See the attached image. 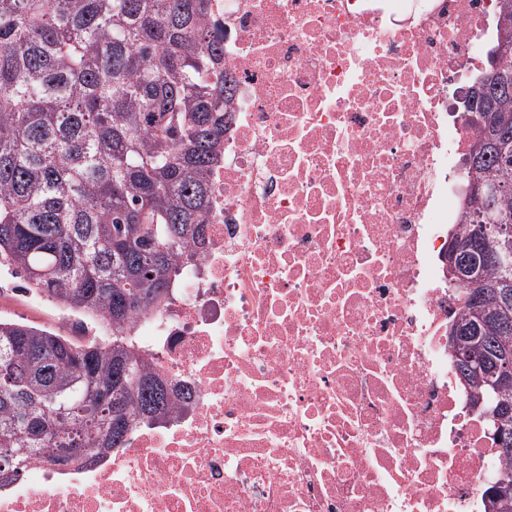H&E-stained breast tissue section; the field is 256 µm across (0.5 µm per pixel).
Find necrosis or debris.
I'll return each instance as SVG.
<instances>
[{
  "instance_id": "1",
  "label": "necrosis or debris",
  "mask_w": 512,
  "mask_h": 512,
  "mask_svg": "<svg viewBox=\"0 0 512 512\" xmlns=\"http://www.w3.org/2000/svg\"><path fill=\"white\" fill-rule=\"evenodd\" d=\"M498 0H208L232 91L205 244L136 345L172 413L0 512H488L504 461L448 326L456 96Z\"/></svg>"
}]
</instances>
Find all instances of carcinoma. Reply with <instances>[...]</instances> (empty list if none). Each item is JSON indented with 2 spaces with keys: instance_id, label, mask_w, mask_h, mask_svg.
Masks as SVG:
<instances>
[{
  "instance_id": "cac0c4a2",
  "label": "carcinoma",
  "mask_w": 512,
  "mask_h": 512,
  "mask_svg": "<svg viewBox=\"0 0 512 512\" xmlns=\"http://www.w3.org/2000/svg\"><path fill=\"white\" fill-rule=\"evenodd\" d=\"M207 0H0V267L89 330L76 341L0 320V486L41 448H120L133 421L157 422L167 383L133 335L137 316L168 296L173 264L204 240L221 154L224 46L204 23ZM498 46L472 86L466 158L473 179L451 251L499 244L474 222L512 218V0H501ZM450 338L457 373L481 402L512 463V388L489 391L459 357L479 347L490 367L512 354V271L487 262ZM493 512L512 491L487 489Z\"/></svg>"
}]
</instances>
